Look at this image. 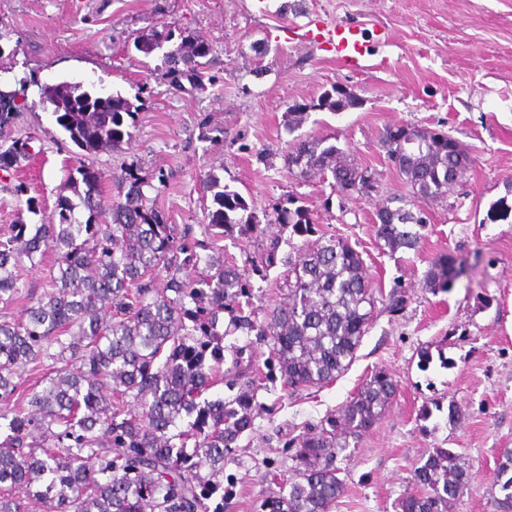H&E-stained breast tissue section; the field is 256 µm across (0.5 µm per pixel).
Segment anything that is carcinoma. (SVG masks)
I'll return each instance as SVG.
<instances>
[{"mask_svg": "<svg viewBox=\"0 0 512 512\" xmlns=\"http://www.w3.org/2000/svg\"><path fill=\"white\" fill-rule=\"evenodd\" d=\"M174 38L175 29L164 25L130 41L145 57L162 52L173 87L182 88L184 78L198 90L214 83L203 73L209 44L183 37L163 50ZM39 94L87 157L120 148L142 108L138 97L101 95L68 81L43 84ZM16 96H0V131L21 115ZM357 105L333 86L288 113L287 124L300 125L310 109L339 112ZM380 143L405 160L400 174L411 189L400 206L378 208L380 248L416 250L426 221L413 209L447 198L467 155L444 133L404 124L386 127ZM27 145L12 141L0 152V167L26 157ZM284 164L302 178L329 173L334 187L372 178L322 139L293 144ZM107 183L116 189L108 204ZM164 183L163 173L146 174L134 162L116 174L80 161L68 171L75 198L57 199L58 221L37 224L30 233L20 217L0 240V307L29 302L24 317H0V512H30L34 502L50 512H145L149 506L198 512L205 493L219 485L197 482L196 453L215 477L224 469V449L252 425V394L227 403L204 394L223 381L224 300L246 298L251 287L218 241L234 234L249 238L261 221L241 193L211 172L203 183L211 198L204 207L209 241H199L156 208L149 193ZM105 211L110 221L102 224ZM272 224L308 240L299 259L288 263L287 292L271 311L266 335L289 388H321L356 358L374 317L372 282L348 240L309 239L315 222L296 197L285 199ZM48 253L53 263L43 292L23 294L17 270ZM466 273L462 260L444 254L431 263L424 284L433 294L448 292ZM46 359L53 372L41 377L44 385L19 389L18 370L39 368ZM396 393L388 372L373 373L318 431L302 438L288 493L263 508L330 512L345 492L339 453L382 419ZM191 439L194 452L188 451ZM496 475L504 493L498 505L512 509V449L499 456ZM470 481L460 454L436 448L413 469L412 491L399 500V512H453Z\"/></svg>", "mask_w": 512, "mask_h": 512, "instance_id": "obj_1", "label": "carcinoma"}]
</instances>
